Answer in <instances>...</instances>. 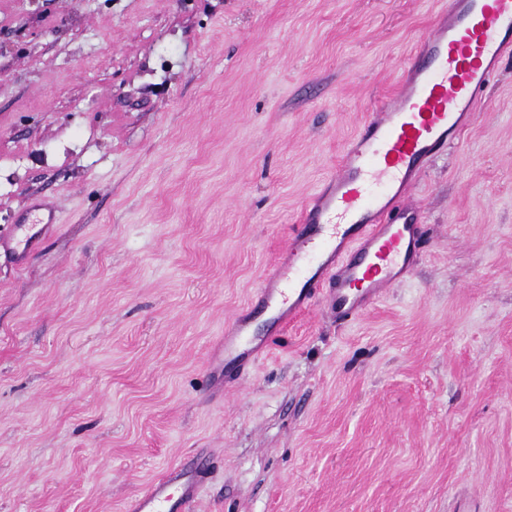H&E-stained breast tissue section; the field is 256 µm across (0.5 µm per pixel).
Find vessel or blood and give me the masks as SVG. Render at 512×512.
<instances>
[{
    "label": "vessel or blood",
    "mask_w": 512,
    "mask_h": 512,
    "mask_svg": "<svg viewBox=\"0 0 512 512\" xmlns=\"http://www.w3.org/2000/svg\"><path fill=\"white\" fill-rule=\"evenodd\" d=\"M445 20L403 67L400 87L344 148L316 204L306 205L288 248L258 291L257 307L286 326L323 298L347 321L412 272L419 224L393 223L427 163L472 123L499 59L512 52V0H447ZM249 314L224 330V363L244 368L268 342L246 341ZM202 468L170 470L128 512H191Z\"/></svg>",
    "instance_id": "b4317fda"
}]
</instances>
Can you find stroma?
<instances>
[{
	"mask_svg": "<svg viewBox=\"0 0 512 512\" xmlns=\"http://www.w3.org/2000/svg\"><path fill=\"white\" fill-rule=\"evenodd\" d=\"M444 0H0V512H512V54L411 197L406 282L209 355ZM40 207H41L40 209L47 211L46 216L44 218L35 220L33 222L34 224H32V225L18 224L15 228V232L10 236L9 241H7V243L14 242L16 248L24 250L27 247V244H28L29 240L31 239V237L35 234V233H32V231L34 230L37 223L44 224L39 229L38 233L41 232L42 230H45V228L48 224H57L58 223L57 222L58 219H57L54 209L47 207L45 205H41ZM26 231H28V233H26ZM22 234H25L23 239L21 238ZM22 245H23V247L21 248ZM251 314L252 312H247L238 316L224 330V382L230 365L243 369L259 349L260 352H265L269 347L267 341L261 340L259 343L245 341ZM203 469L204 465L192 461L181 468L165 472L130 502L127 511L192 512Z\"/></svg>",
	"mask_w": 512,
	"mask_h": 512,
	"instance_id": "obj_1",
	"label": "stroma"
}]
</instances>
